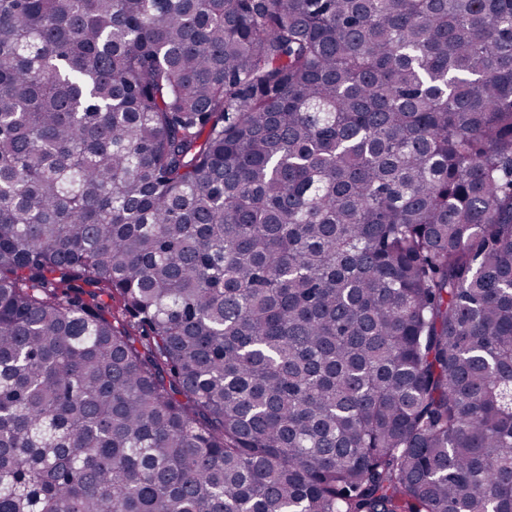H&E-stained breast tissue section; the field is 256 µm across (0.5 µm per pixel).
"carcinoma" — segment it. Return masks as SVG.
I'll list each match as a JSON object with an SVG mask.
<instances>
[{
	"instance_id": "carcinoma-1",
	"label": "carcinoma",
	"mask_w": 512,
	"mask_h": 512,
	"mask_svg": "<svg viewBox=\"0 0 512 512\" xmlns=\"http://www.w3.org/2000/svg\"><path fill=\"white\" fill-rule=\"evenodd\" d=\"M0 512H512V0H0Z\"/></svg>"
}]
</instances>
